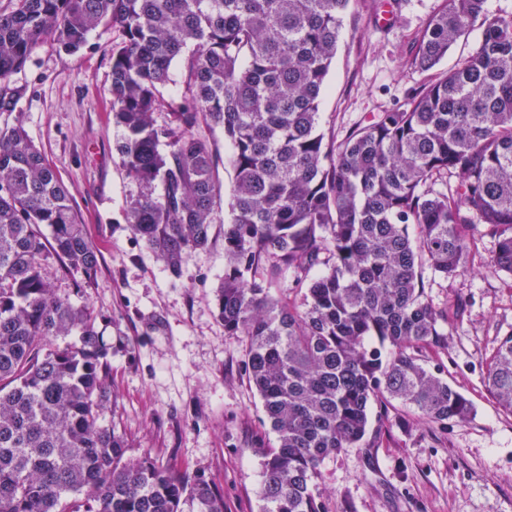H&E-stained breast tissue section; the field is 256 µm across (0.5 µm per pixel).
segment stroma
Masks as SVG:
<instances>
[{
  "mask_svg": "<svg viewBox=\"0 0 512 512\" xmlns=\"http://www.w3.org/2000/svg\"><path fill=\"white\" fill-rule=\"evenodd\" d=\"M379 0H351L319 100L320 127L345 137L403 106L426 82L416 41L442 0H398L394 21L374 25ZM115 32L98 28L79 52L41 44L12 77L21 96L0 126L21 124L74 198L79 221L101 253L90 287L78 290L57 266L60 294L103 316L112 343L109 417L130 456L151 454L200 471L224 493V512H259L257 439L276 442L259 395L242 370L244 342L225 336L216 290L224 275V231L190 253L172 275L137 239L127 209L136 184L113 149L110 113ZM478 250L465 274L427 277L435 307L458 305L444 346L424 353L471 401V418L447 429L418 420L399 402L371 420L363 444L326 459L316 492L328 512H512V413L486 386L487 367L512 333V275L489 266L496 240L470 232Z\"/></svg>",
  "mask_w": 512,
  "mask_h": 512,
  "instance_id": "obj_1",
  "label": "stroma"
}]
</instances>
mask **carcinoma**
Returning a JSON list of instances; mask_svg holds the SVG:
<instances>
[{
  "label": "carcinoma",
  "mask_w": 512,
  "mask_h": 512,
  "mask_svg": "<svg viewBox=\"0 0 512 512\" xmlns=\"http://www.w3.org/2000/svg\"><path fill=\"white\" fill-rule=\"evenodd\" d=\"M351 0H13L0 10V110L32 49H82L112 26L110 94L121 166L140 188L134 234L174 275L224 225L216 308L247 344L245 370L276 445L258 443L259 512H325L320 466L364 440L370 407L398 401L443 429L470 400L423 350L444 343L448 310L429 301L472 262L470 229L497 238L490 265L512 274V17L486 0H443L413 62L430 71L470 28L478 47L403 107L343 139L319 125V98ZM181 62V101L161 89ZM167 113L159 125L154 113ZM232 146L230 219L219 150ZM328 257L321 258L322 253ZM76 287L100 253L73 200L19 124L0 128V512H224L220 488L128 445L107 419L112 345ZM300 301L274 297L288 278ZM487 387L512 412V334ZM204 135L208 137L210 140L214 139L217 142L219 152L221 155V160L218 166V177L220 182L223 185L224 192V204H225V215L228 216V207L227 203L229 202L231 190L233 186V178L234 173L232 168L227 163V158L231 154V147L228 143H224V133L221 129L216 128L212 133L205 131Z\"/></svg>",
  "instance_id": "obj_1"
}]
</instances>
